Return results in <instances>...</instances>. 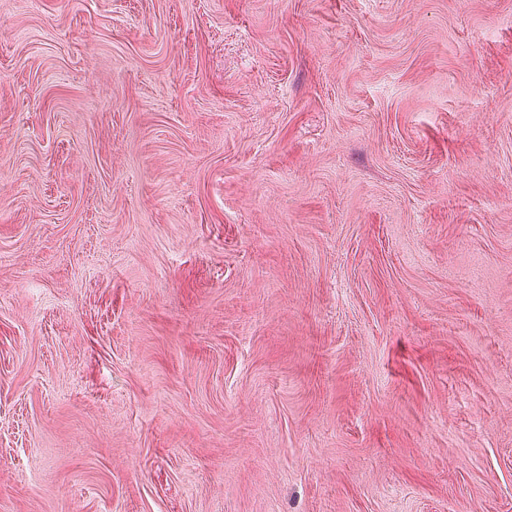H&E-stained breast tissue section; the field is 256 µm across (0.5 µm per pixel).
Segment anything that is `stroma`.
Returning <instances> with one entry per match:
<instances>
[{
  "instance_id": "stroma-1",
  "label": "stroma",
  "mask_w": 512,
  "mask_h": 512,
  "mask_svg": "<svg viewBox=\"0 0 512 512\" xmlns=\"http://www.w3.org/2000/svg\"><path fill=\"white\" fill-rule=\"evenodd\" d=\"M0 512H512V0H0Z\"/></svg>"
}]
</instances>
